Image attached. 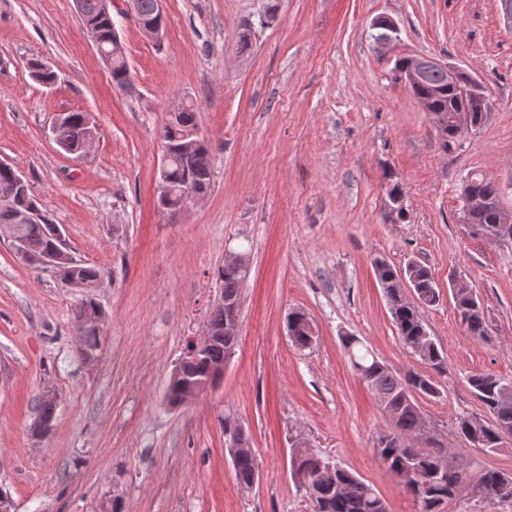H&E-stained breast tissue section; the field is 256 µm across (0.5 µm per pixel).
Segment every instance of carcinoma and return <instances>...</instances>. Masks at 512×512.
<instances>
[{"instance_id": "carcinoma-1", "label": "carcinoma", "mask_w": 512, "mask_h": 512, "mask_svg": "<svg viewBox=\"0 0 512 512\" xmlns=\"http://www.w3.org/2000/svg\"><path fill=\"white\" fill-rule=\"evenodd\" d=\"M79 2V16L87 33L96 41L97 49L108 48L113 32V17L104 14L101 0ZM28 68L43 84H57V73L44 70L41 60L30 59ZM111 71L112 80L118 86L130 84L126 62L118 59L112 61ZM409 92L416 98H431L433 107L439 111L468 112L476 116L470 101L448 81V74L443 70L429 72ZM198 126L199 108L189 102L178 114L167 116L160 130V139L173 151V159L168 168L170 193L159 198L158 202L171 212L181 208L191 197L207 193L212 186L214 163L206 144H200L186 156L176 151L184 133ZM92 129L94 125L87 113L69 112L57 118L52 134L61 150L80 155L81 146ZM15 174L17 171L13 168L0 169V226L17 225L19 237L29 244L36 257L55 245V222L43 210L39 211L34 221L27 224L19 221L20 211L31 205L36 207L38 202L29 192L21 194L16 187ZM463 192L489 201L488 206L470 214L472 234L478 236L498 224L501 192L495 181L479 173H471ZM374 272L381 282L399 278L404 269L378 259L374 263ZM214 276L224 291V297L232 298L241 294L247 273L220 266L214 271ZM409 279L420 304L397 297L393 288L388 295L390 313L401 343L410 351L414 344H420L415 356L428 366V372L410 371L401 376L380 361L358 337L346 336L342 340L353 369L391 421L390 431L375 439V443L382 446L378 459L386 472L403 483L415 501L418 512H441L442 506L467 486L483 496L495 512H512L511 474L496 469L474 473L462 462L453 464L449 462V449L442 444H432L425 437V434L431 433V429L418 398L442 397L438 379L448 376V358L433 337L427 334L420 311L423 306L431 307L440 302L438 285L430 271L421 264L412 269ZM452 297L456 314L467 334L477 340L488 336L484 309L473 288L463 285L452 293ZM288 336L292 345L301 350L310 348L314 339L302 318L296 317L294 312L288 315ZM233 341L232 336L216 338L208 347L206 357L191 365L183 378L170 379L165 393L167 404L173 405L181 400L184 382L204 375L208 369L220 363L224 359V350ZM466 381L482 406L483 413L459 416L455 432L469 447L496 453L499 450L497 424L512 425V379L482 371L471 373ZM232 466L236 484L241 490L248 491L258 479L255 455L238 457ZM326 467L331 470L330 475L323 479H310L306 489L314 512H388L384 499L353 471L338 463L328 462Z\"/></svg>"}]
</instances>
